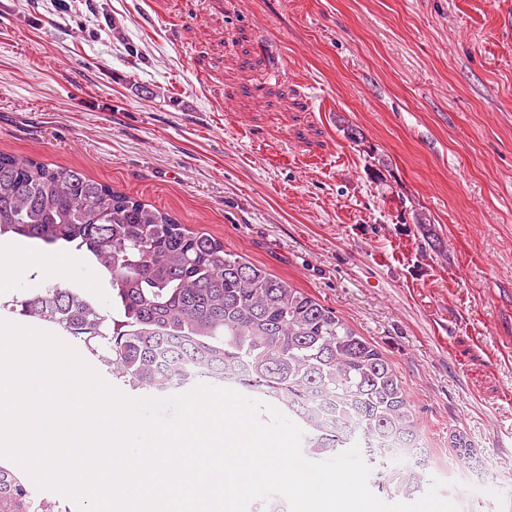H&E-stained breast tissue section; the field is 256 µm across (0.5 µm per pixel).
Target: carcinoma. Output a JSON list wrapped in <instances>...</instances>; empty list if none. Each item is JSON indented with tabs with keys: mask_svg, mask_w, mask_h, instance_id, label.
<instances>
[{
	"mask_svg": "<svg viewBox=\"0 0 512 512\" xmlns=\"http://www.w3.org/2000/svg\"><path fill=\"white\" fill-rule=\"evenodd\" d=\"M67 244L101 265L118 306L98 310L77 286L13 300L23 318L56 328L112 366L133 391L198 377L233 380L295 414L313 453L363 448L379 491L423 490L422 463L393 465L390 448L423 451L394 365L332 309L224 243L189 231L152 204L81 170L0 152V237ZM463 460L464 433L453 435ZM0 512H62L35 503L24 475L0 464Z\"/></svg>",
	"mask_w": 512,
	"mask_h": 512,
	"instance_id": "obj_1",
	"label": "carcinoma"
}]
</instances>
